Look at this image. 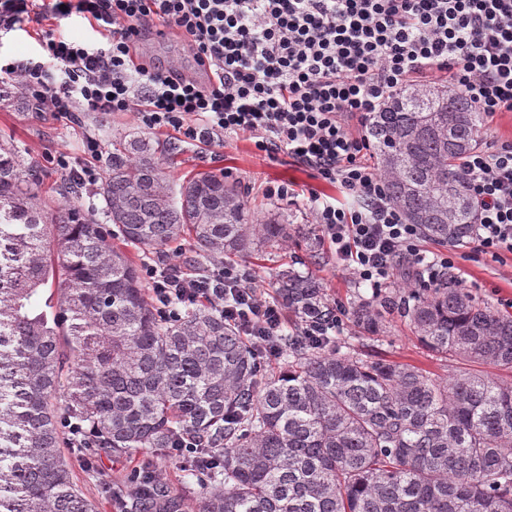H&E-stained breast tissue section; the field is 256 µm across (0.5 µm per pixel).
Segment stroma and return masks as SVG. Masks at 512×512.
Masks as SVG:
<instances>
[{
  "label": "stroma",
  "instance_id": "1",
  "mask_svg": "<svg viewBox=\"0 0 512 512\" xmlns=\"http://www.w3.org/2000/svg\"><path fill=\"white\" fill-rule=\"evenodd\" d=\"M140 53L162 66L173 64L189 73L196 69L188 43L181 37L160 39L147 36ZM88 132L95 133L104 149L108 150L112 147L113 138L127 134L140 135L144 129L130 112H115L104 117L95 112H86L75 125L38 119L29 113L16 88L0 83V140L13 143L25 164L37 170L36 181L41 195L52 197L57 203L65 200L64 177L45 161L44 155L47 151L56 150L67 153L74 160H82V138ZM151 138L167 149L173 179L178 180L195 172L220 174L224 170H231L232 182L239 188L247 189L246 199L257 219L276 216L294 224L295 230L288 243L264 249L261 257L242 261V268L252 276L258 287L268 294H275L281 269L291 265L305 267L320 283L331 303L345 309V325L340 339L362 357L383 356L423 367L441 376L462 370V363L438 357L424 348L400 310L390 312V327L383 336L370 337L357 329L351 314L356 301L372 298L377 293L384 297L394 296L403 274L395 272L390 283L378 291L370 285L357 284L337 259L334 250L322 241L317 224H314L302 202L277 201L264 196V187L276 182L311 183L305 168L285 160L269 161L243 137L221 146L205 143L184 145L161 132L152 133ZM455 253L463 277L462 287L477 299L498 309H512V254H504L497 262L480 253L472 241L456 247ZM66 454L72 462L75 482L85 496L95 503L97 512H116L105 495V486L125 477L135 467V460L104 456L96 461L94 472L89 473L84 467L86 449L70 447Z\"/></svg>",
  "mask_w": 512,
  "mask_h": 512
}]
</instances>
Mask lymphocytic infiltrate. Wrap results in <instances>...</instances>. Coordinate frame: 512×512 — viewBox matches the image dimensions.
Here are the masks:
<instances>
[{
	"label": "lymphocytic infiltrate",
	"instance_id": "obj_1",
	"mask_svg": "<svg viewBox=\"0 0 512 512\" xmlns=\"http://www.w3.org/2000/svg\"><path fill=\"white\" fill-rule=\"evenodd\" d=\"M72 14L97 41L56 37V22ZM155 21L187 39L204 80L139 58ZM23 22L36 24L46 56L0 65V81L33 111L70 124L83 112H131L143 128L188 145L244 137L269 159L288 156L357 206L285 183L267 186V196L303 198L352 276L375 289L399 263L424 265L433 282L455 262L446 252L426 256L419 228L392 207L385 179L367 164L371 144L353 120L420 75L445 78L487 117L512 112V0H0V30ZM82 146L81 168L60 151L46 160L89 195L102 142L88 132ZM462 170L478 205V250L512 254V139H492ZM182 255L177 248L143 268L158 311L170 315L175 299H210L266 357L277 356L271 338L283 329L284 305L236 265L192 270Z\"/></svg>",
	"mask_w": 512,
	"mask_h": 512
}]
</instances>
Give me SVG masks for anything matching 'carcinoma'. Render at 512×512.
Masks as SVG:
<instances>
[{
    "instance_id": "carcinoma-1",
    "label": "carcinoma",
    "mask_w": 512,
    "mask_h": 512,
    "mask_svg": "<svg viewBox=\"0 0 512 512\" xmlns=\"http://www.w3.org/2000/svg\"><path fill=\"white\" fill-rule=\"evenodd\" d=\"M486 128L446 87L406 88L366 118L389 202L426 236L473 237L460 159ZM166 155L140 136L112 142L101 222L49 206L16 147L0 143V512H96L63 452L69 421L93 430L89 465L189 443L181 488L143 492L149 462L127 475L116 495L137 512H512V379L363 359L331 336L318 348L286 336L283 363L267 368L209 301L157 313L125 247L150 255L187 240L221 260L289 237L276 219L256 222L222 176L173 188ZM398 292L428 351L512 374V313L445 273ZM276 295L299 319L331 308L293 268ZM388 309L362 300L355 322L378 337Z\"/></svg>"
}]
</instances>
